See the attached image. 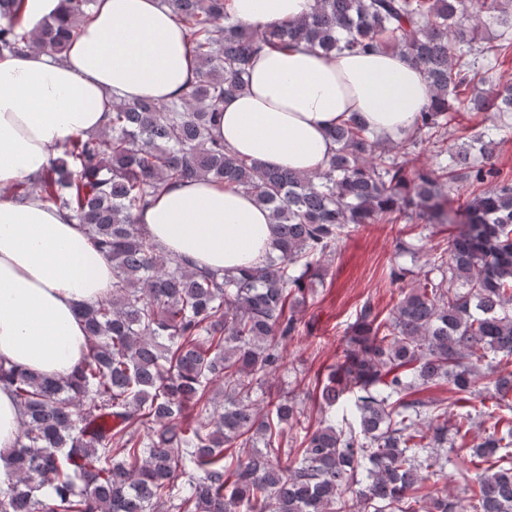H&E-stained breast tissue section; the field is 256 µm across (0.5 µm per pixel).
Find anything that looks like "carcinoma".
Returning <instances> with one entry per match:
<instances>
[{
    "instance_id": "cac0c4a2",
    "label": "carcinoma",
    "mask_w": 512,
    "mask_h": 512,
    "mask_svg": "<svg viewBox=\"0 0 512 512\" xmlns=\"http://www.w3.org/2000/svg\"><path fill=\"white\" fill-rule=\"evenodd\" d=\"M162 2L185 31L196 80L168 103L114 104L105 131L70 141L18 193L39 192L84 227L112 260V295L79 308L88 347L72 375L0 360V385L25 416L0 454L9 467L0 512H512V417L497 418L462 461L463 492L450 497L427 485L448 466V408L418 397L448 385L512 411V181L501 179L485 134L456 150L447 141L489 58L512 48V0H315L286 26L233 21L225 0ZM94 4L61 0L60 13L29 31L24 0H0V56L35 48L62 57ZM488 19L493 44L478 37ZM301 41L325 54L404 52L423 70L430 102L397 141L355 117L334 127L336 148L314 173L238 156L214 133L224 100L246 89L261 51ZM474 104L507 127L512 85ZM427 144L437 165L409 167ZM197 177L271 211L273 251L259 265L196 271L147 238L138 213ZM462 179L491 190L463 205L468 223L387 317L361 306L339 360L307 391L321 418L306 423L274 376L336 244L409 213L455 223ZM349 399L353 418H337Z\"/></svg>"
}]
</instances>
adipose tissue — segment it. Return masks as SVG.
<instances>
[{
	"mask_svg": "<svg viewBox=\"0 0 512 512\" xmlns=\"http://www.w3.org/2000/svg\"><path fill=\"white\" fill-rule=\"evenodd\" d=\"M314 0H228L250 25L293 21ZM196 76L182 29L161 0H96L63 59L38 51L0 58V358L47 376L80 363L78 305L104 298L112 263L80 225L14 186L43 174L71 138L105 129L116 101L166 103ZM431 91L399 51L324 54L306 44L269 49L246 90L224 102L216 132L269 169L311 173L332 153L330 128L359 118L385 139L410 129ZM147 237L198 267L235 270L271 251L269 210L208 178L174 183L140 217Z\"/></svg>",
	"mask_w": 512,
	"mask_h": 512,
	"instance_id": "1",
	"label": "adipose tissue"
}]
</instances>
